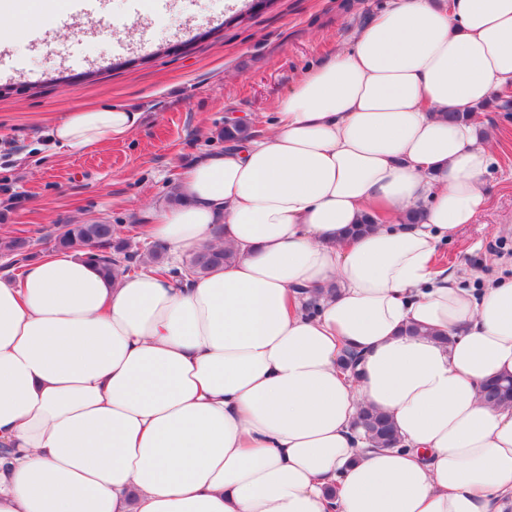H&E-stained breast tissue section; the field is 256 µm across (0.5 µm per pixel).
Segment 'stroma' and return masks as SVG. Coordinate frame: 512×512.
<instances>
[{
  "instance_id": "35a3bbf8",
  "label": "stroma",
  "mask_w": 512,
  "mask_h": 512,
  "mask_svg": "<svg viewBox=\"0 0 512 512\" xmlns=\"http://www.w3.org/2000/svg\"><path fill=\"white\" fill-rule=\"evenodd\" d=\"M386 0H0L17 33L0 50V230L36 252L59 224L136 232L181 170L223 149L225 124L266 130L275 101L305 70L345 49ZM38 7L54 37L29 24ZM140 18L119 35L117 21ZM126 104L146 123L121 143L73 153L50 147L51 124L81 107ZM481 118L495 136L488 203L435 257L440 267L512 275V121Z\"/></svg>"
}]
</instances>
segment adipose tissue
Wrapping results in <instances>:
<instances>
[{"label":"adipose tissue","instance_id":"ef3b65f1","mask_svg":"<svg viewBox=\"0 0 512 512\" xmlns=\"http://www.w3.org/2000/svg\"><path fill=\"white\" fill-rule=\"evenodd\" d=\"M508 86L512 0H388L152 210L174 255L223 225L232 263L179 284L59 251L0 276V512H512V407L481 398L512 378V276L433 264L487 205L478 108ZM143 122L85 107L50 138ZM365 405L399 447L359 438Z\"/></svg>","mask_w":512,"mask_h":512}]
</instances>
